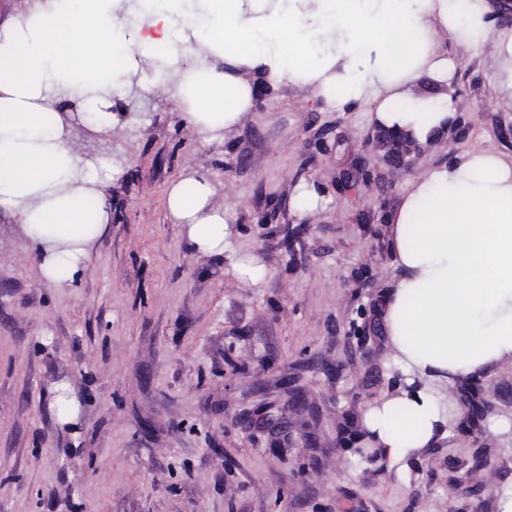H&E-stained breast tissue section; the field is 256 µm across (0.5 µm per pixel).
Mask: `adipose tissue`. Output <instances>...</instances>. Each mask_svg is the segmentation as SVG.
Listing matches in <instances>:
<instances>
[{"instance_id":"1","label":"adipose tissue","mask_w":512,"mask_h":512,"mask_svg":"<svg viewBox=\"0 0 512 512\" xmlns=\"http://www.w3.org/2000/svg\"><path fill=\"white\" fill-rule=\"evenodd\" d=\"M135 0L131 35L122 0H27L0 29V210L18 217L51 282L73 276L110 219L100 186L111 171L68 146L62 95L123 93L143 60L207 139L249 114L250 73L273 86L310 87L327 106L372 102L376 124L434 143L456 117L448 93L455 62L444 37L492 51L512 88V33H493L489 0ZM430 75L440 92L411 85ZM208 179L189 175L167 207L190 243L224 250L228 220ZM399 271L382 312L403 383L366 411L362 425L382 466L398 467L448 426L443 392L466 376L512 365V157L474 150L423 169L391 228Z\"/></svg>"}]
</instances>
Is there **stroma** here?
Wrapping results in <instances>:
<instances>
[{"label": "stroma", "mask_w": 512, "mask_h": 512, "mask_svg": "<svg viewBox=\"0 0 512 512\" xmlns=\"http://www.w3.org/2000/svg\"><path fill=\"white\" fill-rule=\"evenodd\" d=\"M438 50L472 107L465 128L413 171L372 159L368 186L339 176L364 153L372 105L331 110L306 86L256 79L247 118L206 142L147 60L139 93L112 96L113 123L76 122L70 148L116 176L73 280L41 278L0 211V512H499L512 432L449 431L400 472L357 453L364 412L400 377L383 337L364 345L357 330L393 287L405 192L467 151L512 155L498 60L447 37ZM194 172L228 215L223 253L193 248L169 215V187ZM303 185L315 212L293 207ZM244 258L259 281L238 279ZM472 382L512 419V366Z\"/></svg>", "instance_id": "stroma-1"}]
</instances>
